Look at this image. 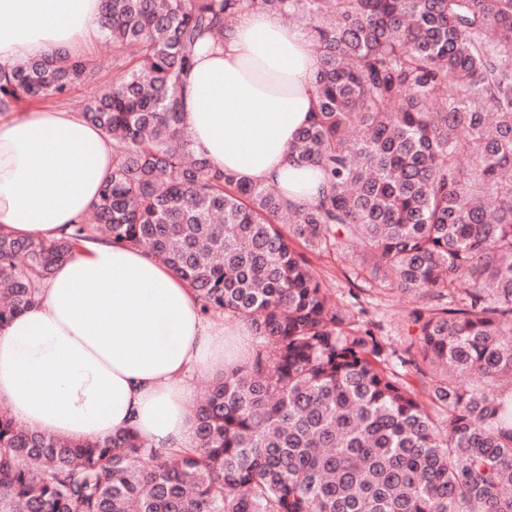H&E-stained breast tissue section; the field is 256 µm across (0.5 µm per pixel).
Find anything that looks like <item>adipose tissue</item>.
Wrapping results in <instances>:
<instances>
[{
	"label": "adipose tissue",
	"instance_id": "1",
	"mask_svg": "<svg viewBox=\"0 0 512 512\" xmlns=\"http://www.w3.org/2000/svg\"><path fill=\"white\" fill-rule=\"evenodd\" d=\"M100 0H0V68L86 49ZM311 38L281 14L245 12L201 39L182 91L183 134L235 176L317 200L318 171L291 162L316 110ZM112 170V141L81 112L0 114V229L52 240L80 222ZM223 325L143 249L91 238L58 265L37 306L0 328V404L29 429L85 440L135 430L189 445L192 371L223 370Z\"/></svg>",
	"mask_w": 512,
	"mask_h": 512
}]
</instances>
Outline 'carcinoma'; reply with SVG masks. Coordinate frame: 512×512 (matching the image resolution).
Here are the masks:
<instances>
[{
    "label": "carcinoma",
    "instance_id": "carcinoma-1",
    "mask_svg": "<svg viewBox=\"0 0 512 512\" xmlns=\"http://www.w3.org/2000/svg\"><path fill=\"white\" fill-rule=\"evenodd\" d=\"M263 9L304 21L316 112L292 161L315 205L246 182L182 135L200 38ZM112 84L82 114L112 139L92 220L0 230V328L92 235L141 248L255 344L211 381L190 446L71 441L0 411V512H512V0H101ZM94 82L60 53L0 70V113ZM469 164L459 163L461 152ZM361 245L356 278L417 297L389 366L300 245Z\"/></svg>",
    "mask_w": 512,
    "mask_h": 512
}]
</instances>
